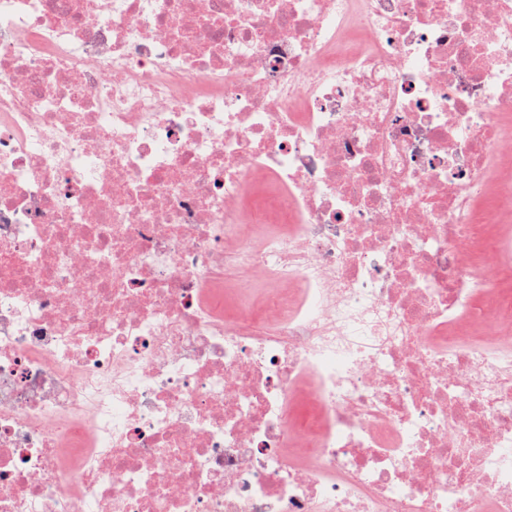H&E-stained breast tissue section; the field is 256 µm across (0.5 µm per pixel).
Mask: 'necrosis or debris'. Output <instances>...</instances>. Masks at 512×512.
Returning <instances> with one entry per match:
<instances>
[{"label": "necrosis or debris", "mask_w": 512, "mask_h": 512, "mask_svg": "<svg viewBox=\"0 0 512 512\" xmlns=\"http://www.w3.org/2000/svg\"><path fill=\"white\" fill-rule=\"evenodd\" d=\"M512 0H0V512H512Z\"/></svg>", "instance_id": "necrosis-or-debris-1"}]
</instances>
